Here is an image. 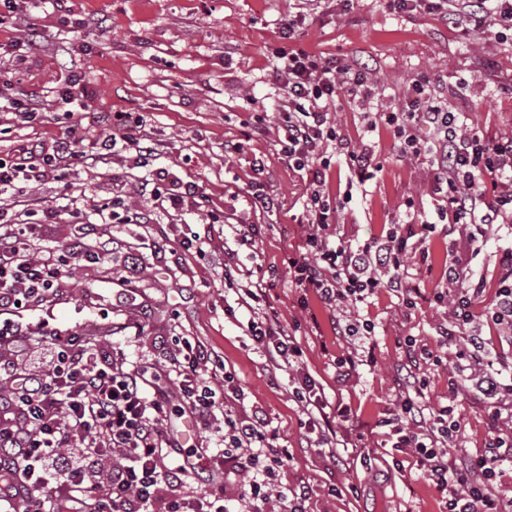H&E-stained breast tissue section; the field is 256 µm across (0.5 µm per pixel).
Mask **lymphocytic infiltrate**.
<instances>
[{"mask_svg":"<svg viewBox=\"0 0 512 512\" xmlns=\"http://www.w3.org/2000/svg\"><path fill=\"white\" fill-rule=\"evenodd\" d=\"M398 10L422 8L449 23L489 26L496 39L512 44V0H394ZM280 92L277 144L282 162L305 172V200L311 228L301 251L289 253L287 269L297 287L313 293L338 318L337 335L359 340L357 350L338 361L342 377L374 365L372 319H350L347 308L367 304L379 291L396 296L408 309L417 305L419 290L410 286L408 258L427 256L425 238L437 225H465L454 258L444 270V290L437 303H450V319L435 327V349L426 350L430 364H441V348L454 347L458 362L469 372L451 380V389L466 388L478 399L512 416V363L498 359L475 324L512 329V249L499 260L495 299L476 312L485 291L472 263L491 224L512 218V135L485 136L467 128L458 112L434 100L430 79L414 78L399 103L367 113V130L392 128L398 152L425 159L443 203L419 228H388L381 238L358 244L344 237H326L335 207L326 192L333 157L343 158L357 183L371 180L380 167L369 150H357L335 127L336 105L350 98L369 99L367 64L340 65L335 58H314L303 49L283 45L273 51ZM57 101L71 121L68 138L38 145L0 159V195L22 197L46 177L65 180L75 165L107 162L116 147L143 154L138 139L118 131L81 147L79 114L83 102L71 87L59 88ZM142 192L181 212L202 207L203 200L169 170L150 172ZM75 218L77 243L44 248L33 256L43 224L60 214ZM76 198L63 208L45 207L39 222L28 210L0 209V502L10 512H229L228 501L250 505V512H270L271 499L292 501L300 512L307 488H288L281 475L288 466L287 449L275 443L260 410L220 409L216 392L199 383L209 354L189 339L179 340L166 373L175 387L157 382L158 370L145 362L111 354L79 335L50 333L42 366L32 370L15 362L24 333L10 316L16 306L41 302L54 295L72 269L114 257L123 244L107 239L97 250L79 241L94 226L81 221ZM242 307L261 312L248 322L256 348L262 349L270 372L299 362L302 350L293 334L267 308L260 282L239 289ZM398 408L378 420L396 450H410L418 469L445 495V512H512V497L499 494L498 484L512 474V433H497L472 455L455 454L463 439L450 406L431 409L419 398L427 385L414 356H407ZM292 395L308 413L313 444H331L337 422L350 419L348 408L322 413V397L310 374L294 378ZM180 399L182 416L210 430L213 446L183 450L168 424V409Z\"/></svg>","mask_w":512,"mask_h":512,"instance_id":"f902f5d3","label":"lymphocytic infiltrate"}]
</instances>
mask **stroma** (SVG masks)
<instances>
[{
    "label": "stroma",
    "mask_w": 512,
    "mask_h": 512,
    "mask_svg": "<svg viewBox=\"0 0 512 512\" xmlns=\"http://www.w3.org/2000/svg\"><path fill=\"white\" fill-rule=\"evenodd\" d=\"M65 5L67 26L48 2L0 24V44L33 40L38 45L22 64L0 60V94H24L43 104L29 123L0 111V157L64 137L68 122L53 91L75 75L87 92L86 143L110 133L102 115L141 117V135L155 149L153 166L176 174L203 196L204 205L176 213L139 195L149 170L126 152L104 164L77 167L67 191L46 178L32 199L50 205L66 193L79 197L84 221H95L97 210L116 195L148 214L149 223L107 224L87 239L93 247L107 236L123 240L142 272L137 288L123 296L116 264L80 268L52 301L22 308L16 323L34 335L93 336L107 350L158 365L169 356L173 337L189 338L235 368L246 408L264 411L278 446L291 456L283 483L310 488L304 512H443L442 493L416 465L397 466L395 450L382 447L374 425L399 398L397 371L405 359L399 338L412 334L430 342L434 326L450 314L433 295L443 286L454 238L439 231L428 241L426 266L417 272L424 297L414 310L399 306L387 292L359 307V315L376 322V363L341 379L336 362L351 344L336 335L328 308L313 298L302 301L284 265L289 247L301 245L306 234V185L277 154L271 51L281 43L285 19L301 14L305 21L297 35L309 54L343 65L360 61L371 69V101L341 100L336 120L353 146H371L380 169L360 186L336 164L327 186L342 204L333 219L336 229L363 242L389 225L419 222L422 214L434 213L439 200L427 165L400 156L386 126L367 131L365 111L401 100L411 80L424 73L432 95L450 111L463 113L468 126L490 137L510 134L512 47L499 44L492 28L456 26L424 11L400 12L390 0H309L305 5L298 0H65ZM258 113L265 114L269 132L251 140L247 134ZM238 141L243 152L225 155V143ZM258 167L263 192L275 201L270 210L253 198L251 180ZM214 213L233 224L255 225L253 246L239 253L241 265L258 278L277 269L269 301L285 330L296 333L303 350L299 369L269 373L248 335L249 312L235 306V287L225 284L211 254L182 248L183 239L195 236L209 241L213 251L222 248L224 225L211 221ZM511 246V228L489 231L474 263L475 276L495 283L501 253ZM230 306L235 314H227ZM310 310L318 327L304 322ZM300 369L316 380L327 408L350 409L349 421L337 424L330 446L308 444L306 415L289 390ZM455 370L452 356L446 365L427 367L425 401L433 407L453 404L465 434L458 451L472 453L493 433L512 429V418L496 416L466 389L450 393L448 379Z\"/></svg>",
    "instance_id": "obj_1"
}]
</instances>
